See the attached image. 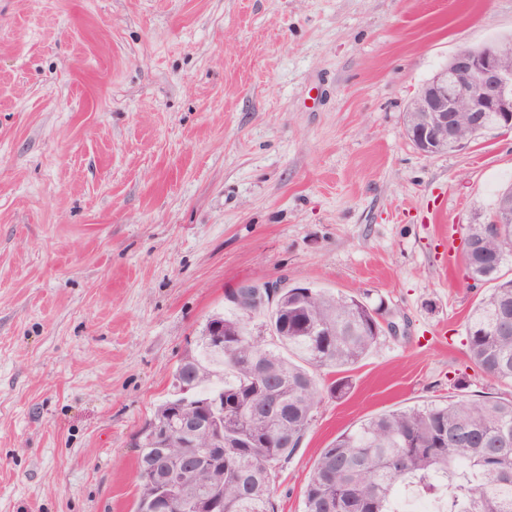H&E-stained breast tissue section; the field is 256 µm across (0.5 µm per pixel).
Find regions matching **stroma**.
I'll list each match as a JSON object with an SVG mask.
<instances>
[{"label":"stroma","mask_w":512,"mask_h":512,"mask_svg":"<svg viewBox=\"0 0 512 512\" xmlns=\"http://www.w3.org/2000/svg\"><path fill=\"white\" fill-rule=\"evenodd\" d=\"M512 0H0V512H134L133 440L244 282L383 304L276 475L302 512L324 448L371 415L512 396L469 358V224L512 138L405 133Z\"/></svg>","instance_id":"obj_1"}]
</instances>
